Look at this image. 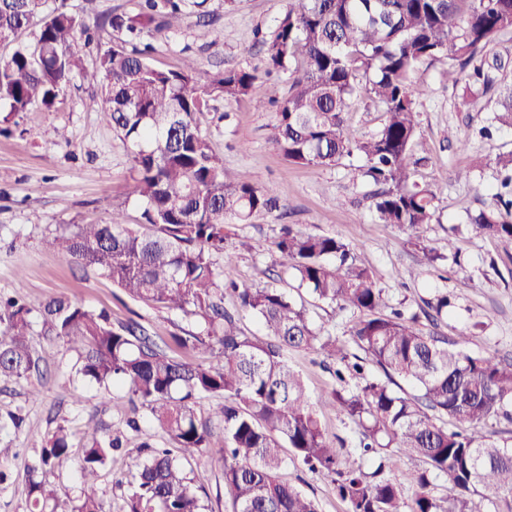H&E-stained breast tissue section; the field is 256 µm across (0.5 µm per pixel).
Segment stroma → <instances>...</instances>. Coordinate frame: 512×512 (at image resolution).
<instances>
[{"instance_id":"1","label":"stroma","mask_w":512,"mask_h":512,"mask_svg":"<svg viewBox=\"0 0 512 512\" xmlns=\"http://www.w3.org/2000/svg\"><path fill=\"white\" fill-rule=\"evenodd\" d=\"M292 0H207L206 7L220 33L208 45L196 35L193 21L180 30L156 35L152 66L170 70L186 56L197 59L202 75L225 68H258L264 50L257 31H272ZM415 82L424 94L417 104L418 128L412 151L415 178L437 193L435 219L425 237L443 260L421 268L410 231L380 223L369 196L370 185L358 176L361 157L345 158L331 167L300 166L286 161L274 147L275 109L245 100L217 102L200 119V128L231 170L249 171L263 185L276 186L280 206L253 217L250 223L230 225V250L235 275L256 288H282L302 301L307 315L323 333L349 342L356 317L352 311L315 301L290 274L274 265L273 240L280 225L295 224L307 233L325 234L356 245L357 259L368 267L380 289L383 314L400 309L419 312L426 300L445 293L451 305L440 329L465 335L471 352L492 351L512 357V245L477 235L468 217L493 204L499 189L495 158L512 151V128L484 136L497 108V91L466 90L448 81L447 62L419 66ZM101 88L73 76L67 94L56 108L39 106L11 115L10 134L0 135V294L23 290L31 306L62 297L107 310L113 322L133 320L160 340L178 329H194L193 319L136 300L98 275L62 260L43 245L61 224H101L120 211L126 224L138 227L145 204L135 191L130 151L101 114L89 106ZM384 114L367 96L353 99L345 115V131L355 140L382 126ZM456 248L458 260L447 259ZM41 357L29 378L0 384V417L16 412L20 429L0 432V467L12 471L11 482L0 484V512H27L23 475L35 458L41 436L65 427L77 434L88 423L123 435L126 446L113 456L93 487L105 512H127V482L140 456L143 441L162 446L166 440L147 409H139L138 430H131L129 392L116 382L100 387L83 378L79 353L54 337L34 334ZM292 367L306 377L309 393L329 437L344 455H358V432L341 420L327 400L334 378L315 351L289 353ZM39 390L31 398V390ZM214 400L199 397L196 410L212 434L209 448L192 460L189 471L207 494L206 512H230L218 451L224 445V426L212 416ZM283 476L314 500L318 512H348L336 494L331 477L299 467Z\"/></svg>"}]
</instances>
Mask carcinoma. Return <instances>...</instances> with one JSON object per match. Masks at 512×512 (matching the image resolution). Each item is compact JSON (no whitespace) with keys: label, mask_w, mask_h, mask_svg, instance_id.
<instances>
[{"label":"carcinoma","mask_w":512,"mask_h":512,"mask_svg":"<svg viewBox=\"0 0 512 512\" xmlns=\"http://www.w3.org/2000/svg\"><path fill=\"white\" fill-rule=\"evenodd\" d=\"M96 0L84 15L67 10L42 15L43 0H0V43L38 26L33 41L16 45L0 63V112H25L33 105L53 109L79 73L103 90L92 101L131 150L136 192L146 202L143 225L127 227L119 212L106 224H72L45 244L65 261L94 269L132 298L192 317L197 331H182L162 344L136 322L112 324L104 309L53 298L38 307L42 329L82 349L80 373L101 385L129 386L147 407L183 460L149 443L130 483L129 512H202L201 489L186 463L209 447L211 433L199 423L194 403L206 394L220 400L216 417L224 423L219 463L232 512H318L312 499L281 480L288 462L335 476L336 492L349 512H475L474 497L494 512H512V434L490 426L512 422V362L464 349V337L437 331L448 294L427 303L423 316L382 315L383 300L372 272L357 263L354 246L326 235L282 225L273 241L275 264L291 273L298 287L317 300L359 314L350 336L362 353L348 361L336 337L310 322L304 305L279 288H242L226 252L227 225L247 224L257 213L278 207L275 190L258 185L246 171H230L199 126L212 103L263 101L262 77L246 69H224L201 80L195 60L162 71L148 62L146 33L179 29L197 18L198 37L215 43L219 33L206 20L207 0H140L134 14L115 13L104 23L122 35L86 70L79 45L93 42L89 22ZM512 31V0H296L270 37L262 38L266 74L289 71L287 93L273 101V143L298 165L333 166L355 154L365 160L361 177L378 219L406 228L414 237L432 223L436 194L414 181L411 146L416 106L422 91L414 74L425 61L451 60L448 80L472 77L484 90L495 78L475 62L501 35ZM360 93L385 112L370 137L351 140L344 114ZM495 121L512 127V85L500 88ZM480 234L512 243V199L469 217ZM224 257V267L218 258ZM254 316L261 334L250 336L224 309V294ZM32 308L21 298H0V383L39 369L32 344ZM432 325L427 330L420 318ZM178 349L210 353L217 363L177 359ZM315 349L336 368L332 392L336 412L358 429L363 456L396 448L424 467L410 475L412 496L383 475L343 462L328 439L301 373L288 354ZM380 372L374 376L366 367ZM415 389L408 394L399 384ZM468 425L448 429V421ZM78 461L70 454L64 427L46 435L35 465L25 475L29 512H103L101 502L81 492L62 499L35 478L38 470L76 465L81 483L123 447L118 435L96 425L84 431ZM448 494L434 495L435 480Z\"/></svg>","instance_id":"1"}]
</instances>
